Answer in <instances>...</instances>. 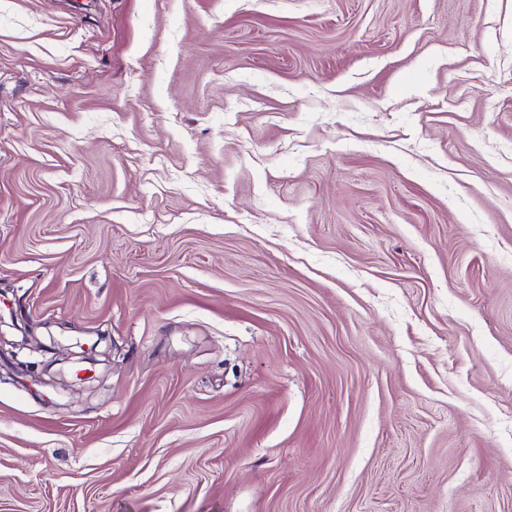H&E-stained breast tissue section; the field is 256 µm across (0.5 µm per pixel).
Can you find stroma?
Wrapping results in <instances>:
<instances>
[{"label": "stroma", "mask_w": 512, "mask_h": 512, "mask_svg": "<svg viewBox=\"0 0 512 512\" xmlns=\"http://www.w3.org/2000/svg\"><path fill=\"white\" fill-rule=\"evenodd\" d=\"M0 512H512V0H0Z\"/></svg>", "instance_id": "obj_1"}]
</instances>
